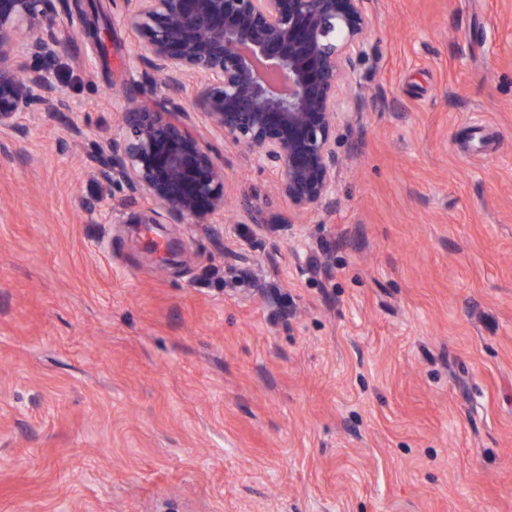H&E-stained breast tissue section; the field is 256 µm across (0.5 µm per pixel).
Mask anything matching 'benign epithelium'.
I'll return each mask as SVG.
<instances>
[{"label": "benign epithelium", "mask_w": 512, "mask_h": 512, "mask_svg": "<svg viewBox=\"0 0 512 512\" xmlns=\"http://www.w3.org/2000/svg\"><path fill=\"white\" fill-rule=\"evenodd\" d=\"M139 58L167 96H126L93 176L140 207L126 224L219 227L229 202L220 134L275 176L298 215L335 204L336 129L364 94L370 0H122ZM49 0H0V138L63 110L45 65L61 49ZM37 61L23 66L22 56Z\"/></svg>", "instance_id": "7a95c632"}]
</instances>
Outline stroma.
<instances>
[{
	"label": "stroma",
	"mask_w": 512,
	"mask_h": 512,
	"mask_svg": "<svg viewBox=\"0 0 512 512\" xmlns=\"http://www.w3.org/2000/svg\"><path fill=\"white\" fill-rule=\"evenodd\" d=\"M98 8L0 150V512H512V0H372L335 205L213 135L255 217L164 263L91 176L146 70Z\"/></svg>",
	"instance_id": "1"
}]
</instances>
